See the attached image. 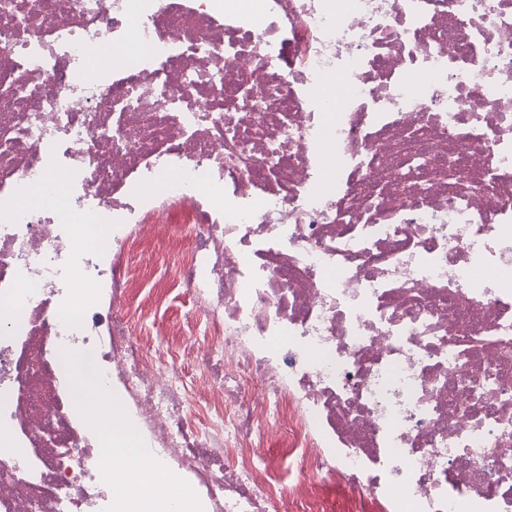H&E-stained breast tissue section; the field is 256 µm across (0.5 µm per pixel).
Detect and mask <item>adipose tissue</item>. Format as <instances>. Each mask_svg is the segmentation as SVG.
Instances as JSON below:
<instances>
[{
  "mask_svg": "<svg viewBox=\"0 0 512 512\" xmlns=\"http://www.w3.org/2000/svg\"><path fill=\"white\" fill-rule=\"evenodd\" d=\"M81 408L104 433L103 463L112 482L116 512H199L195 495L165 465L136 448L135 429L123 423L120 405H109L107 392L91 380V371L77 364Z\"/></svg>",
  "mask_w": 512,
  "mask_h": 512,
  "instance_id": "adipose-tissue-1",
  "label": "adipose tissue"
}]
</instances>
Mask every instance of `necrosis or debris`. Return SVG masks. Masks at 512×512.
<instances>
[{"label": "necrosis or debris", "instance_id": "obj_1", "mask_svg": "<svg viewBox=\"0 0 512 512\" xmlns=\"http://www.w3.org/2000/svg\"><path fill=\"white\" fill-rule=\"evenodd\" d=\"M74 356L205 512H512V0H0V512H113ZM190 310L191 301L189 297L183 293L175 292L165 308H163L158 314H154V312H145L142 321L147 323L150 327L155 324L157 329H161L168 321L175 320ZM316 493L327 502V512H347V492L341 485L329 483L318 488Z\"/></svg>", "mask_w": 512, "mask_h": 512}]
</instances>
